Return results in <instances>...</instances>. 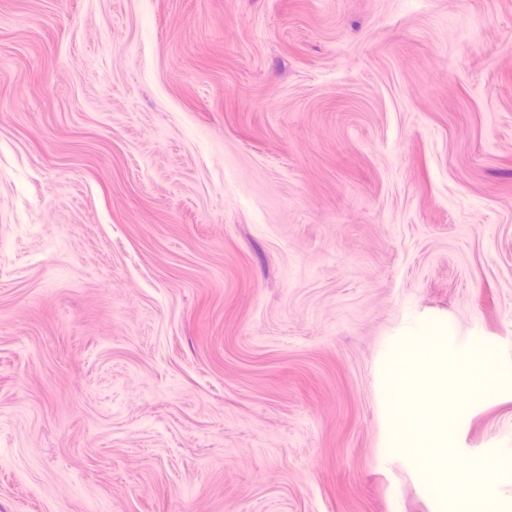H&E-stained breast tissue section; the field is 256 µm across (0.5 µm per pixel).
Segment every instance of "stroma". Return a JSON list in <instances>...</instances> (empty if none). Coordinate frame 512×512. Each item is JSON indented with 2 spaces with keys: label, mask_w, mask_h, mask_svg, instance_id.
I'll list each match as a JSON object with an SVG mask.
<instances>
[{
  "label": "stroma",
  "mask_w": 512,
  "mask_h": 512,
  "mask_svg": "<svg viewBox=\"0 0 512 512\" xmlns=\"http://www.w3.org/2000/svg\"><path fill=\"white\" fill-rule=\"evenodd\" d=\"M414 318L512 372V0H0V512H437Z\"/></svg>",
  "instance_id": "obj_1"
}]
</instances>
